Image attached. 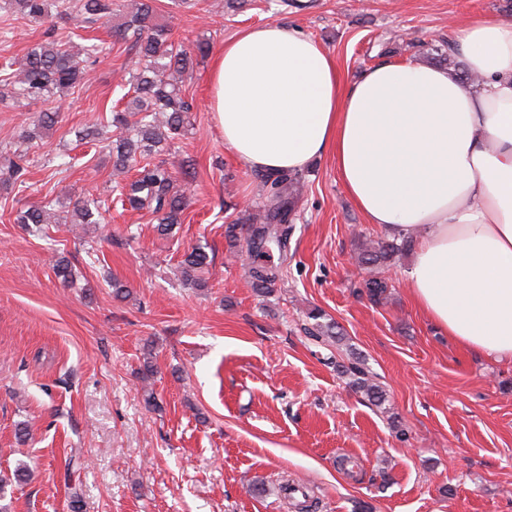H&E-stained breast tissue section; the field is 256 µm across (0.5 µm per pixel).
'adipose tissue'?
Segmentation results:
<instances>
[{
  "instance_id": "ef3b65f1",
  "label": "adipose tissue",
  "mask_w": 512,
  "mask_h": 512,
  "mask_svg": "<svg viewBox=\"0 0 512 512\" xmlns=\"http://www.w3.org/2000/svg\"><path fill=\"white\" fill-rule=\"evenodd\" d=\"M478 76L385 62L342 82L301 30L270 23L225 40L210 69L224 143L263 173L331 157L367 223L415 241L410 298L469 351L512 359V18L454 34Z\"/></svg>"
}]
</instances>
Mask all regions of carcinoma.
<instances>
[{
	"mask_svg": "<svg viewBox=\"0 0 512 512\" xmlns=\"http://www.w3.org/2000/svg\"><path fill=\"white\" fill-rule=\"evenodd\" d=\"M11 10L30 21H45L52 14L65 15L75 21L78 28L89 29L102 21L112 23L115 16L114 0H8ZM154 0H128L127 11L120 14L121 22L111 29L116 38L130 43L138 57V65L130 80L129 97L125 107L112 111L107 124L86 125L79 136L104 144L112 157V173L124 180L117 183L122 202L132 209L148 208L157 217L158 230L166 234L174 224L181 223L187 196L173 190V178L163 162H150L165 150L168 142L180 136L190 123L191 104L186 100L183 78L194 69L198 58L204 56L208 42L199 40L190 46L176 44L170 30L155 21ZM98 52L97 45L81 47L73 53L49 35L41 42L32 44L25 54L21 67L13 69V63H0V85L9 88L10 98L37 102L61 96L88 81L89 71L85 62ZM430 58L440 64H452L456 52L449 41L429 48ZM57 113H40L33 127L25 131L23 138L29 142L53 128ZM24 158L17 156L0 162L4 181L24 183ZM298 174H279L264 181L267 204L263 211L247 218L250 226L265 231L266 245L284 251L288 247L292 225L288 217L294 214L300 200ZM65 209L57 221L65 224H97L101 217L102 200L88 194L73 203L48 200L41 204L27 205L17 211L18 224L39 225L50 221L54 206ZM229 246L246 251L254 257L250 268L252 289L260 294L275 292L283 271L261 262L264 253L254 245L251 235H243L240 224L225 228ZM410 247V242L400 243L378 239L358 244L356 264L365 270H373L391 263L394 258ZM205 248L195 246L183 255L180 263L181 277L185 284L204 287L200 273L209 265ZM364 288L370 300L378 303L385 298L389 285L372 277ZM310 326L306 333L313 340L325 345L343 346L344 336L336 321L323 309L314 307L307 313ZM347 361L340 364L341 374L349 385L371 404L380 408L387 401L386 391L376 381L375 375L357 352L345 348ZM64 485L67 489L71 512L83 508V486L72 478V469L65 468Z\"/></svg>",
	"mask_w": 512,
	"mask_h": 512,
	"instance_id": "obj_1",
	"label": "carcinoma"
}]
</instances>
